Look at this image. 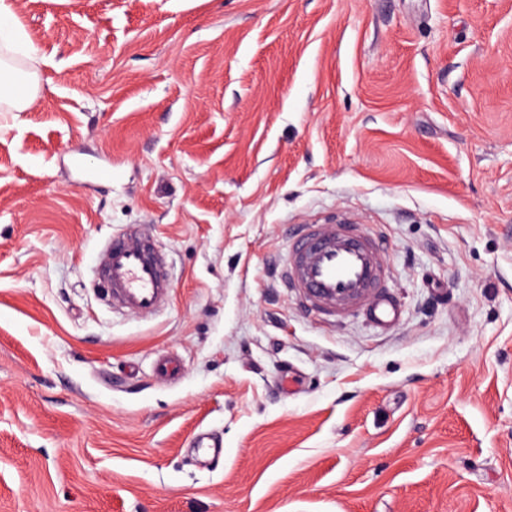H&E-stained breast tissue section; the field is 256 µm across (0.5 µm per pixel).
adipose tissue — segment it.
<instances>
[{
	"label": "adipose tissue",
	"instance_id": "ef3b65f1",
	"mask_svg": "<svg viewBox=\"0 0 512 512\" xmlns=\"http://www.w3.org/2000/svg\"><path fill=\"white\" fill-rule=\"evenodd\" d=\"M35 59L14 12L12 0H0V112H24L38 94L37 73L22 68L17 56Z\"/></svg>",
	"mask_w": 512,
	"mask_h": 512
}]
</instances>
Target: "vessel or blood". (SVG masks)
<instances>
[{
  "mask_svg": "<svg viewBox=\"0 0 512 512\" xmlns=\"http://www.w3.org/2000/svg\"><path fill=\"white\" fill-rule=\"evenodd\" d=\"M280 271L303 306L321 315L342 319L359 312L382 331L401 319L381 248L354 225L294 226ZM99 276L113 305L133 312L156 311L172 296L165 254L135 229L105 242Z\"/></svg>",
  "mask_w": 512,
  "mask_h": 512,
  "instance_id": "b4317fda",
  "label": "vessel or blood"
}]
</instances>
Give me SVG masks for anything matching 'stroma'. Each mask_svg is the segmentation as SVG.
Instances as JSON below:
<instances>
[{
    "label": "stroma",
    "instance_id": "obj_1",
    "mask_svg": "<svg viewBox=\"0 0 512 512\" xmlns=\"http://www.w3.org/2000/svg\"><path fill=\"white\" fill-rule=\"evenodd\" d=\"M14 10L41 93L0 112V512H512V0ZM342 217L387 246V332L274 272ZM133 225L174 279L150 316L94 286Z\"/></svg>",
    "mask_w": 512,
    "mask_h": 512
}]
</instances>
